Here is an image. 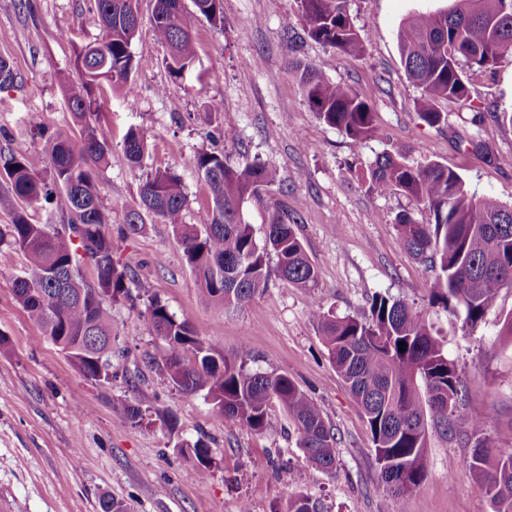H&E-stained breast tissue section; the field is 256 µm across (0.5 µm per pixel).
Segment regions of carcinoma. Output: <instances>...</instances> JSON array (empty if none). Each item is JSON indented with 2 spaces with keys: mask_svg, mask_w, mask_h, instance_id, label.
I'll list each match as a JSON object with an SVG mask.
<instances>
[{
  "mask_svg": "<svg viewBox=\"0 0 512 512\" xmlns=\"http://www.w3.org/2000/svg\"><path fill=\"white\" fill-rule=\"evenodd\" d=\"M173 0H154L152 33L166 54L169 76L180 79L195 55L198 17L222 22V0H192L174 16ZM348 0H299L303 31L338 53L360 54L364 47L347 9ZM100 24L110 29L96 44L76 48L75 68L81 87L69 97L78 120L101 107L99 89L107 83L131 98L132 74L139 66L132 43L139 29L137 0H95ZM402 62L420 90L416 109L423 121H443L441 99H465L468 86L460 67L466 60L478 68L512 58V0H452V6L407 18L398 32ZM301 93L317 118L355 142L376 131L370 105L355 92L327 82L316 65L299 77ZM47 138L45 176L33 173L27 158L0 151V210L11 223L0 229V244L24 258L13 293L27 316L61 348L87 379L100 381L112 368V319L105 300L131 297V280L116 267L110 217L90 173V164L105 160L108 133L85 126L76 144L61 134ZM148 133L130 129L124 139L127 160L142 165ZM199 178L209 190L212 217L197 227L184 223L189 200L178 175L157 170L140 186L139 201L126 214L127 233L144 227V215L172 226L186 263L200 285V298L227 309L240 307L266 288L268 257L275 273L304 289L310 313L328 348L331 363L361 406L370 428L379 488L405 497L426 480L427 426L452 429L450 416L468 392L456 365L448 360L425 314L384 295L371 299L364 318L338 317L323 311L316 296L318 273L296 231V218L276 214L257 242L252 226L242 223L240 204L274 172L260 162L229 164L224 154L203 150L195 157ZM366 191L401 193L429 211L425 224L401 213L395 218L400 243L415 259L438 269L429 305L474 325L496 304L499 291L512 287V207L469 192L463 178L437 163L412 166L383 153L360 173ZM55 201L62 223L36 224L28 209L42 199ZM94 274L85 279L82 265ZM155 333L166 338L163 363L173 386L185 393L205 392L219 419H234L255 432L268 429V407L280 404L297 431L307 461L323 470L336 467L337 437L320 407L286 374L247 369L250 350L243 345L235 358L202 339L203 330L180 320L158 299L147 308ZM405 343L400 351L399 343ZM191 353V359L185 354ZM202 478L209 472L210 448L197 440L191 449ZM468 466L483 481L493 512H512V449L476 442Z\"/></svg>",
  "mask_w": 512,
  "mask_h": 512,
  "instance_id": "1",
  "label": "carcinoma"
}]
</instances>
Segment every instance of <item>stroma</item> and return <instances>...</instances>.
I'll return each instance as SVG.
<instances>
[{
    "mask_svg": "<svg viewBox=\"0 0 512 512\" xmlns=\"http://www.w3.org/2000/svg\"><path fill=\"white\" fill-rule=\"evenodd\" d=\"M450 3L348 0L364 44L362 54L350 56L302 35L298 0H223L222 24L199 20L195 61L174 80L152 34V0H139L132 44L138 99L126 103L103 87L99 112L82 123L67 94L80 83L76 47L101 37L94 0H0V57L19 74L0 89V148L25 153L42 174L49 157L37 128L74 140L86 123L108 130L107 160L92 175L111 218L112 257L132 280L130 298L109 305L113 378L90 381L15 300L23 259L0 245V333L7 338L0 347V512H100L107 497L132 512H288L296 495L315 500L320 512H491L484 484L467 466L477 440L469 423L486 420L487 445L512 448V343L499 334L512 312V288L501 289L473 326L463 315L428 307L435 273L404 249L394 225L402 212L427 223L428 211L400 194H368L358 180L378 155L398 152L413 165H446L469 191L512 206V126L490 118L512 107V61L491 70L466 67L470 98L440 100L439 125L426 124L415 107L419 91L401 61L400 25ZM289 31L296 40H286ZM310 64L371 105L373 139L353 142L317 119L299 89L298 69ZM224 119L230 130L221 129ZM134 126L150 133L139 168L124 154ZM204 149L275 171L274 185L244 199L241 219L260 241L274 214H297L324 308L361 317L382 294L425 310L470 392L452 415V431L428 426L427 480L411 495L391 497L379 488L367 419L329 360L308 314V293L273 275L244 307L210 306L199 298L170 225L149 215L141 234H123L142 182L158 168L182 179L185 223L210 222L208 189L194 167ZM154 298L203 328L226 356L248 342L250 370L286 374L313 398L339 439L335 470L306 461L279 404L269 407L268 431L256 433L216 419L203 394L173 387L162 363L166 342L147 313ZM130 404L140 405V422L128 420ZM199 439L211 448L205 477L187 452Z\"/></svg>",
    "mask_w": 512,
    "mask_h": 512,
    "instance_id": "1",
    "label": "stroma"
}]
</instances>
